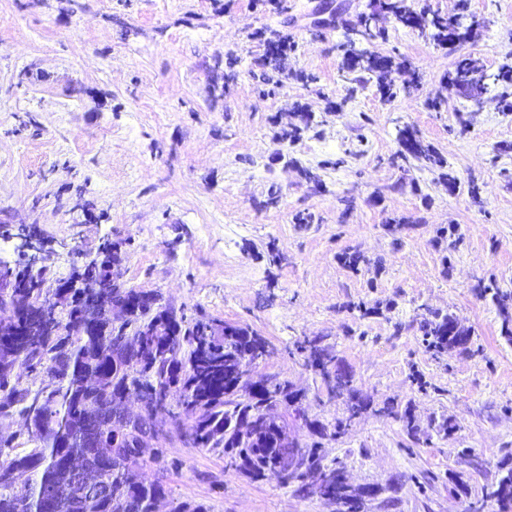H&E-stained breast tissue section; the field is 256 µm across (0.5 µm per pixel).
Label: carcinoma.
Listing matches in <instances>:
<instances>
[{
  "label": "carcinoma",
  "instance_id": "obj_1",
  "mask_svg": "<svg viewBox=\"0 0 512 512\" xmlns=\"http://www.w3.org/2000/svg\"><path fill=\"white\" fill-rule=\"evenodd\" d=\"M385 8L400 24L441 44H454L469 30L462 15L417 13L406 0H387ZM345 64L377 76L381 95L387 99L394 96L392 84L383 83L393 70L392 61L371 51L360 56L350 48ZM491 79L498 81L500 76L462 59L448 73V89L465 92L475 100ZM397 139L415 160L435 162L433 151L415 131L404 127ZM17 276L29 284L16 289L18 303L23 306L28 300H39L40 289L32 284L41 280V275L22 268ZM138 295L139 290L123 284L108 289L103 303L133 305L127 323L118 329L103 322L96 334L81 335L77 324L80 299L72 290L66 307L58 311L67 334L55 336L30 317L0 333V417L23 416L34 427V447L28 450L17 452L14 438L0 437V512H153L157 498L171 497L162 473L178 467L179 462L167 459L163 447L151 458H138L135 442L147 421L132 424L118 437L103 420V414L121 405L123 389L136 370L149 404L171 419L193 447L223 453L230 466L252 480L262 479L278 466L288 469L290 448L281 439L288 435V424L283 419L263 422L264 409L281 403L303 417L302 394L291 390L286 381L228 376L231 363L247 368L255 364L267 347L265 340L235 326L229 327V334L216 335L204 321L179 316L163 304L149 315L134 307ZM152 320L171 327L172 335L130 338L133 330ZM454 327L455 320L448 314L435 313L420 321L421 332L431 338L429 346L438 350L455 343ZM299 349L310 350V366L329 376L323 351L303 345ZM87 374L98 379L91 391L82 385ZM25 377L47 381L49 386L34 389L23 384ZM89 416L100 419L94 429L112 448L110 456L95 457L91 462L109 491L81 498L68 491L69 460L87 453L84 437ZM148 465L156 466L161 476L153 481L143 479L140 471ZM314 476L333 491L343 480L340 469L324 467L319 448L311 446L303 449L285 483L298 482L299 490L306 492V479ZM486 496L496 501L499 512H512V465L502 464Z\"/></svg>",
  "mask_w": 512,
  "mask_h": 512
}]
</instances>
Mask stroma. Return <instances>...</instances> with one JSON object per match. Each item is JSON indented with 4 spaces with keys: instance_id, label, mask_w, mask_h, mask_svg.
Listing matches in <instances>:
<instances>
[{
    "instance_id": "35a3bbf8",
    "label": "stroma",
    "mask_w": 512,
    "mask_h": 512,
    "mask_svg": "<svg viewBox=\"0 0 512 512\" xmlns=\"http://www.w3.org/2000/svg\"><path fill=\"white\" fill-rule=\"evenodd\" d=\"M375 2L0 0V234L52 243L53 283L121 241L127 287L264 338L252 379L288 381L331 426L345 402L296 349L317 341L365 404L319 440L324 466L377 488L362 512H471L512 459V304L484 292L512 291V83L476 102L448 74L460 58L512 66V0H408L475 17L451 46ZM369 12L391 99L344 66ZM406 126L442 166L392 165ZM431 311L469 330L468 348L429 349L417 319ZM166 452L177 501L337 510L180 438Z\"/></svg>"
}]
</instances>
